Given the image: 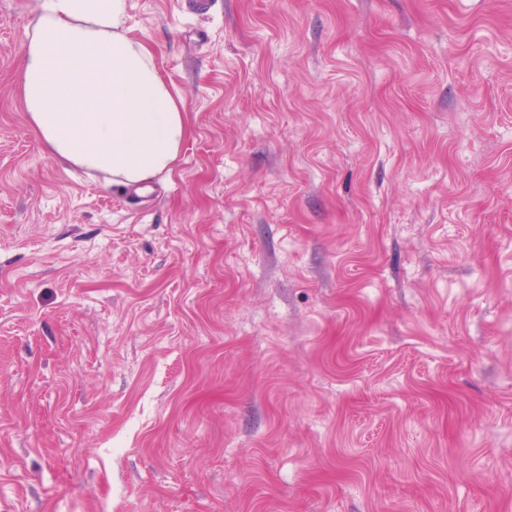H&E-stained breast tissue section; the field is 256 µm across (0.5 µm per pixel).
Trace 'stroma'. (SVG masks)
Listing matches in <instances>:
<instances>
[{
  "label": "stroma",
  "instance_id": "stroma-1",
  "mask_svg": "<svg viewBox=\"0 0 512 512\" xmlns=\"http://www.w3.org/2000/svg\"><path fill=\"white\" fill-rule=\"evenodd\" d=\"M128 0L169 177L65 169L0 0V512H512V0Z\"/></svg>",
  "mask_w": 512,
  "mask_h": 512
}]
</instances>
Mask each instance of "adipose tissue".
<instances>
[{
	"mask_svg": "<svg viewBox=\"0 0 512 512\" xmlns=\"http://www.w3.org/2000/svg\"><path fill=\"white\" fill-rule=\"evenodd\" d=\"M128 0H42L19 85L27 121L58 161L127 187L174 170L187 106L129 34Z\"/></svg>",
	"mask_w": 512,
	"mask_h": 512,
	"instance_id": "1",
	"label": "adipose tissue"
}]
</instances>
